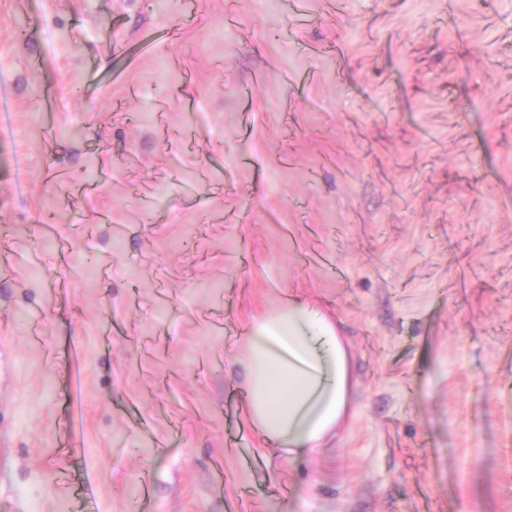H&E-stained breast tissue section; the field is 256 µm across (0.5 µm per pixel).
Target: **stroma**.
Returning a JSON list of instances; mask_svg holds the SVG:
<instances>
[{"instance_id": "1", "label": "stroma", "mask_w": 512, "mask_h": 512, "mask_svg": "<svg viewBox=\"0 0 512 512\" xmlns=\"http://www.w3.org/2000/svg\"><path fill=\"white\" fill-rule=\"evenodd\" d=\"M0 74V512H512V0H0ZM292 298L354 401L300 460ZM245 364L251 422L294 458L324 448L352 411L348 341L311 303L251 326Z\"/></svg>"}]
</instances>
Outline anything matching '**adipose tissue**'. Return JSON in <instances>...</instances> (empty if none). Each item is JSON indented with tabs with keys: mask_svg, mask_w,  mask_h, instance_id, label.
Segmentation results:
<instances>
[{
	"mask_svg": "<svg viewBox=\"0 0 512 512\" xmlns=\"http://www.w3.org/2000/svg\"><path fill=\"white\" fill-rule=\"evenodd\" d=\"M245 364L249 417L288 455L336 437L353 408L346 337L317 306L295 299L250 327Z\"/></svg>",
	"mask_w": 512,
	"mask_h": 512,
	"instance_id": "obj_1",
	"label": "adipose tissue"
}]
</instances>
